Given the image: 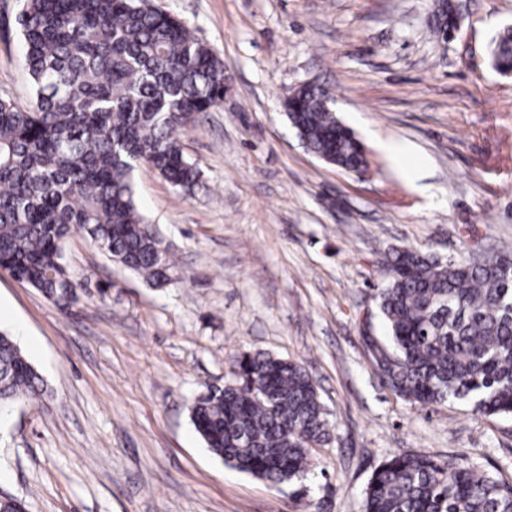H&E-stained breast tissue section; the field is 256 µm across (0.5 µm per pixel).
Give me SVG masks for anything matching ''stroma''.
<instances>
[{
  "mask_svg": "<svg viewBox=\"0 0 512 512\" xmlns=\"http://www.w3.org/2000/svg\"><path fill=\"white\" fill-rule=\"evenodd\" d=\"M454 2L445 40L431 0H152L224 60L222 106L180 136L195 184L133 172L175 273L152 287L80 230L64 243L81 283L69 309L0 273V331L50 389L0 414V493L26 512H363L374 470L402 453L512 483V417L399 398L368 344L386 339L375 296L394 250H512V77L489 53L512 0ZM20 8L0 0V97L26 105ZM311 81L364 144L363 173L301 143L283 102ZM256 352L304 366L331 424L305 477L277 488L225 465L190 419Z\"/></svg>",
  "mask_w": 512,
  "mask_h": 512,
  "instance_id": "obj_1",
  "label": "stroma"
}]
</instances>
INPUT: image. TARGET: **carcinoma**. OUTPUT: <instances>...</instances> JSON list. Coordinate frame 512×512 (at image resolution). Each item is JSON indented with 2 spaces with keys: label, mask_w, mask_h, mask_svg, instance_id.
<instances>
[{
  "label": "carcinoma",
  "mask_w": 512,
  "mask_h": 512,
  "mask_svg": "<svg viewBox=\"0 0 512 512\" xmlns=\"http://www.w3.org/2000/svg\"><path fill=\"white\" fill-rule=\"evenodd\" d=\"M33 86L29 106L0 98V268L62 310L80 284L63 262L78 228L114 263L150 285L174 268L138 210L131 175L146 164L174 187L197 172L179 134L224 101V60L178 17L149 0H22L16 16ZM512 73V28L492 41ZM332 96L309 87L284 102L304 145L347 171L366 169L364 147L339 126ZM376 299L389 343L373 354L394 393L412 404L466 399L487 416L512 415V254L471 265L395 250ZM234 378L192 402L191 422L224 463L272 485L308 471L330 438L316 386L295 362L245 353ZM46 384L0 332V406L38 401ZM364 512H512V484L465 457L395 455L373 473Z\"/></svg>",
  "instance_id": "1"
}]
</instances>
